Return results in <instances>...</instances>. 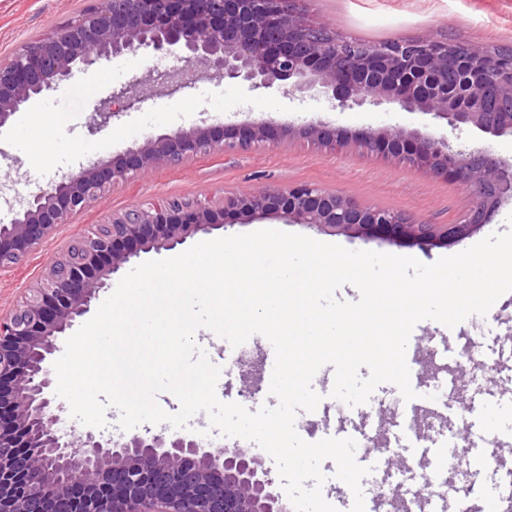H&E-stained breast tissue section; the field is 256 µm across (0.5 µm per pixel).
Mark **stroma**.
Instances as JSON below:
<instances>
[{
	"label": "stroma",
	"mask_w": 512,
	"mask_h": 512,
	"mask_svg": "<svg viewBox=\"0 0 512 512\" xmlns=\"http://www.w3.org/2000/svg\"><path fill=\"white\" fill-rule=\"evenodd\" d=\"M101 0H0V60L15 54L34 37H41L62 23L76 20L83 10ZM309 13L333 30L363 40L407 39L435 34L474 45L512 47V0H306ZM162 56L124 55L99 61L88 68L74 69L60 85L31 108L16 113L0 127V184L25 194L45 188L64 172L91 158L112 156L141 146L147 138L178 128H187L208 115L214 135L225 128L267 120L274 127L300 126L312 121L326 123L355 136L379 127L429 133L448 141L455 149H486L512 163V138L493 137L473 127L452 129L446 122L419 112H407L392 103L365 102L344 109L331 107L323 93L293 94L286 88L255 89L250 83L212 77L198 71L187 91L167 96L151 89L143 104L112 118L100 129H92L94 110L128 82L148 78L150 72L171 67ZM44 139L46 150L32 156L30 143ZM307 184L336 191L371 207H386L429 224L458 223L469 209L466 189L446 179L428 178L384 159L361 154L349 146L329 152L304 140L294 139L278 146L260 145L246 151L210 152L171 169L137 176L113 186L101 202L81 213L74 223L58 228L56 234L27 260L0 271V312L16 306L41 277L55 252L92 225L104 223L108 214L142 203L165 204L173 198L196 199L223 192L235 193L262 185ZM512 201L504 202L483 224L448 243L420 246L406 240L366 241L346 234H331L306 224H291L268 217L249 224L229 223L197 234L195 242L276 229L302 234L350 250H371L411 256L431 264L444 256L460 253L487 236L511 229L507 217ZM456 352L448 359L420 355L410 365L411 378L465 371L468 392L498 391L499 398L484 409L462 408L464 421L474 434L489 431L512 440V292L502 295L486 319L462 328L455 341ZM474 352L478 360L495 356L497 371L487 376L475 366H463L460 351ZM335 371L323 366L312 386L328 408L322 418L305 410L295 419L300 431L320 434L323 428L337 429L343 419L367 413L379 432L400 423L405 401L396 385L380 384L369 401L355 407L331 397ZM497 476L477 471L469 455H459L448 470L442 490L448 512H482L484 499L493 493Z\"/></svg>",
	"instance_id": "1"
}]
</instances>
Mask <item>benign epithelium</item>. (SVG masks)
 Wrapping results in <instances>:
<instances>
[{
	"mask_svg": "<svg viewBox=\"0 0 512 512\" xmlns=\"http://www.w3.org/2000/svg\"><path fill=\"white\" fill-rule=\"evenodd\" d=\"M422 36L364 46L307 18L304 0H111L27 43L0 64V127L59 87L74 67L126 54L163 55L176 65L153 81L167 94L189 88L180 65L203 66L255 89L317 90L340 108L367 100L421 111L455 129L472 125L512 136V52ZM466 79L448 85V74ZM139 85L112 94L95 112L105 123L144 102ZM302 137L329 149L348 144L339 128L311 124L275 131L244 126L224 139L201 120L147 139L112 160L82 164L15 206L0 225V270L35 253L63 224L132 175L178 167L202 152L280 144ZM367 152L466 188L468 218L427 224L382 207L310 186L258 188L217 201L172 200L134 206L62 246L41 279L13 309L0 313V512H288L265 462L247 451L213 450L193 436L163 429L129 439L57 428L62 405L52 393L48 358L85 317L112 276L143 254L184 245L221 225L268 216L364 240L397 238L429 246L467 234L512 199V164L485 150L454 152L428 134L398 128L356 137Z\"/></svg>",
	"mask_w": 512,
	"mask_h": 512,
	"instance_id": "obj_1",
	"label": "benign epithelium"
}]
</instances>
